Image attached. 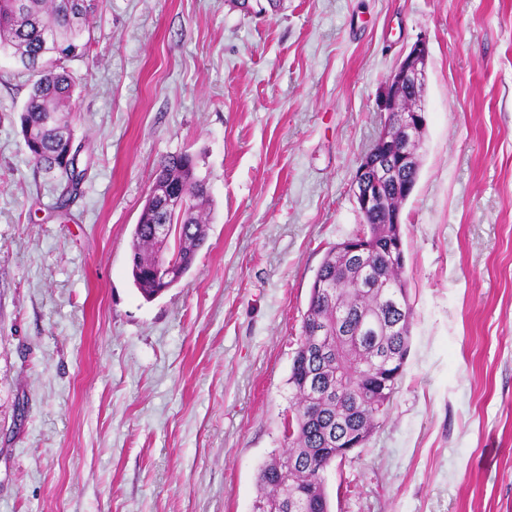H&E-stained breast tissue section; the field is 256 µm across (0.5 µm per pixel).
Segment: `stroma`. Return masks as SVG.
Wrapping results in <instances>:
<instances>
[{
  "mask_svg": "<svg viewBox=\"0 0 512 512\" xmlns=\"http://www.w3.org/2000/svg\"><path fill=\"white\" fill-rule=\"evenodd\" d=\"M61 200L0 52V512H252L287 446L310 287L403 50L430 47L403 207L409 353L331 512H512V0H94ZM209 188L189 274L147 301L133 231L167 154Z\"/></svg>",
  "mask_w": 512,
  "mask_h": 512,
  "instance_id": "stroma-1",
  "label": "stroma"
}]
</instances>
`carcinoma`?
Listing matches in <instances>:
<instances>
[{"instance_id":"1","label":"carcinoma","mask_w":512,"mask_h":512,"mask_svg":"<svg viewBox=\"0 0 512 512\" xmlns=\"http://www.w3.org/2000/svg\"><path fill=\"white\" fill-rule=\"evenodd\" d=\"M93 14L87 0H0V50L12 55L35 77L21 115V132L36 169L55 173L70 194L82 181L77 171L73 134L66 119L76 85L65 62L89 55ZM420 161L402 168L399 186L383 188L382 205L364 216L367 224H382L389 212L401 209L411 195L420 173ZM185 193V208L170 220L179 225L177 249L184 265L191 269L198 250L207 239L208 203L206 180L196 173L191 154L182 152L160 159L150 192L160 199L167 188ZM171 249L170 243L153 234L152 219L141 218L134 228L132 277L141 295L152 299L159 291L153 278L156 260ZM331 248L315 279H327L329 295L310 292L303 316L301 336L293 358L289 383L294 390L293 414L285 424L288 448L262 465L257 480L266 493L260 503H271L277 512H302L301 498L309 501L310 512H330L325 476L336 460V445L328 439L336 431L355 428L371 431L379 426L403 375L410 344L412 307L394 309L386 298V285L404 283L403 267L396 266L380 245L370 258L373 277H363L360 267L336 260ZM320 321L331 336L330 356L317 353L307 333L310 322ZM347 382L375 394L383 391L382 406L353 398L336 400V371Z\"/></svg>"}]
</instances>
